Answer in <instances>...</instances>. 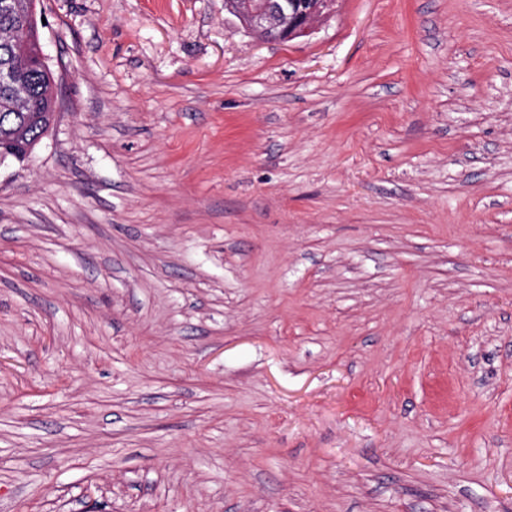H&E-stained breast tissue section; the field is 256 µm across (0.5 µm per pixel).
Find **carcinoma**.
Segmentation results:
<instances>
[{"mask_svg": "<svg viewBox=\"0 0 512 512\" xmlns=\"http://www.w3.org/2000/svg\"><path fill=\"white\" fill-rule=\"evenodd\" d=\"M33 0H0V61L19 81L0 86V156L29 159L54 120L55 77L38 60L41 47Z\"/></svg>", "mask_w": 512, "mask_h": 512, "instance_id": "1", "label": "carcinoma"}]
</instances>
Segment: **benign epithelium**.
<instances>
[{
    "label": "benign epithelium",
    "instance_id": "obj_1",
    "mask_svg": "<svg viewBox=\"0 0 512 512\" xmlns=\"http://www.w3.org/2000/svg\"><path fill=\"white\" fill-rule=\"evenodd\" d=\"M245 28L267 42H285L313 32L315 23L332 13L336 0H246Z\"/></svg>",
    "mask_w": 512,
    "mask_h": 512
}]
</instances>
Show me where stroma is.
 <instances>
[{"label":"stroma","mask_w":512,"mask_h":512,"mask_svg":"<svg viewBox=\"0 0 512 512\" xmlns=\"http://www.w3.org/2000/svg\"><path fill=\"white\" fill-rule=\"evenodd\" d=\"M38 14L0 512H512V0ZM239 13L245 28L267 42H285L313 32L315 23L332 13L336 0H245Z\"/></svg>","instance_id":"35a3bbf8"}]
</instances>
